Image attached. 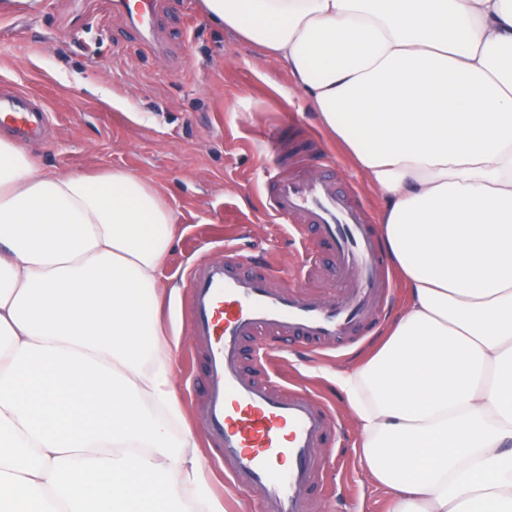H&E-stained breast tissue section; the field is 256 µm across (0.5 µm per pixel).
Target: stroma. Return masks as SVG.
Listing matches in <instances>:
<instances>
[{
  "label": "stroma",
  "mask_w": 512,
  "mask_h": 512,
  "mask_svg": "<svg viewBox=\"0 0 512 512\" xmlns=\"http://www.w3.org/2000/svg\"><path fill=\"white\" fill-rule=\"evenodd\" d=\"M163 52L143 44L112 0H0V82L43 98L52 127L28 143L44 167L61 171L121 169L155 187L179 215L167 258L163 330L172 347L177 403L207 469L212 497L224 512H256L248 496L223 490L227 465L199 426L203 347L187 327V269L224 245L267 259L281 280L299 277L302 295H342V279L300 277L290 225L262 207V167L273 159L269 129L296 124L318 149L313 172L334 167L336 188L378 217L381 193L353 168L350 156L320 127L287 70L263 50L210 19L202 0H158ZM382 334L318 353L298 340L263 335L275 355L272 378L325 404L338 430L340 454L324 462L332 493L316 495L311 512H387L389 495L359 463L358 432L336 370L359 364Z\"/></svg>",
  "instance_id": "obj_1"
}]
</instances>
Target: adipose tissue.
Returning <instances> with one entry per match:
<instances>
[{
	"mask_svg": "<svg viewBox=\"0 0 512 512\" xmlns=\"http://www.w3.org/2000/svg\"><path fill=\"white\" fill-rule=\"evenodd\" d=\"M382 194L407 295L336 383L389 512H512V0H203ZM178 215L0 138V512H221L158 317Z\"/></svg>",
	"mask_w": 512,
	"mask_h": 512,
	"instance_id": "ef3b65f1",
	"label": "adipose tissue"
}]
</instances>
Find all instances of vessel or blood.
I'll return each mask as SVG.
<instances>
[{
    "mask_svg": "<svg viewBox=\"0 0 512 512\" xmlns=\"http://www.w3.org/2000/svg\"><path fill=\"white\" fill-rule=\"evenodd\" d=\"M146 43L157 36L156 0H112ZM51 121L45 103L16 88H0V128L16 141L37 137ZM274 171L264 183L269 210L297 231L312 229L315 248L299 256L313 274L322 258L348 286L339 300L299 296L295 285L273 286L266 270L250 271L239 252L207 257L189 270V330L205 348V402L199 420L231 468L226 488L256 496L260 512H310L308 493L320 468V449L330 448L328 411L310 395L267 379L269 364L255 355L258 374L245 371L246 341L269 331L287 340L298 336L327 350L337 339L370 324L389 295L386 257L367 210L337 191L333 173L309 177L312 138L272 135Z\"/></svg>",
    "mask_w": 512,
    "mask_h": 512,
    "instance_id": "obj_1",
    "label": "vessel or blood"
}]
</instances>
